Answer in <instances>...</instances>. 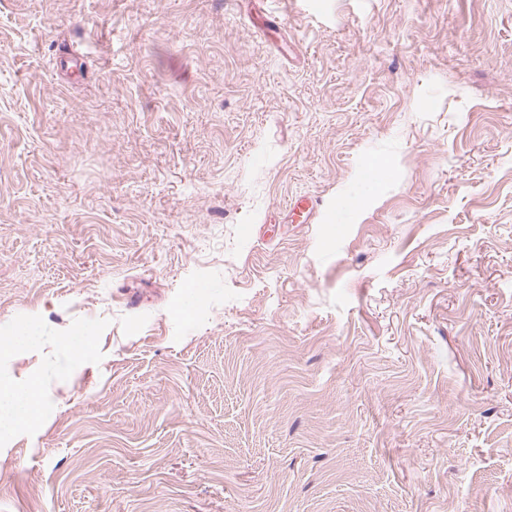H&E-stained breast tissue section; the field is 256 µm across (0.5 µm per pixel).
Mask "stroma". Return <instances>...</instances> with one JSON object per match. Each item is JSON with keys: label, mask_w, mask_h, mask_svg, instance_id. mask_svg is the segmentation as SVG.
Returning <instances> with one entry per match:
<instances>
[{"label": "stroma", "mask_w": 512, "mask_h": 512, "mask_svg": "<svg viewBox=\"0 0 512 512\" xmlns=\"http://www.w3.org/2000/svg\"><path fill=\"white\" fill-rule=\"evenodd\" d=\"M27 324L0 512H512V0H0ZM285 210L292 212L295 218L301 220L302 224L319 213L318 201L311 196H298L290 200ZM42 400L40 379L23 385L0 380V433L10 434L30 426L39 415Z\"/></svg>", "instance_id": "35a3bbf8"}]
</instances>
